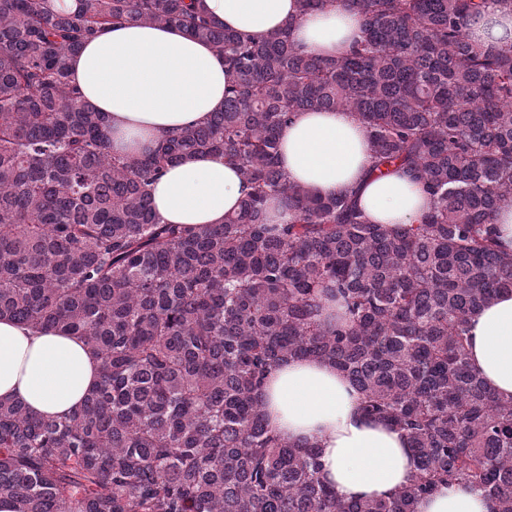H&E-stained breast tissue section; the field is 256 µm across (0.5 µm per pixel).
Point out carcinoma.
Segmentation results:
<instances>
[{
	"label": "carcinoma",
	"mask_w": 512,
	"mask_h": 512,
	"mask_svg": "<svg viewBox=\"0 0 512 512\" xmlns=\"http://www.w3.org/2000/svg\"><path fill=\"white\" fill-rule=\"evenodd\" d=\"M0 0V319L80 336L99 382L69 417L0 401V499L17 512H416L464 481L512 512V399L468 361L470 317L512 290L492 217L512 201V38L469 26L488 0H301L363 15L351 53L246 39L197 0ZM179 27L224 56V109L148 155L112 154L69 57L116 25ZM353 112L370 173L403 168L435 200L370 224L356 196L292 184L279 135L296 112ZM219 153L250 195L222 224H162L149 185ZM278 198L292 219L272 224ZM336 317L324 316V300ZM326 362L417 457L387 499L340 502L316 448L269 428L268 373Z\"/></svg>",
	"instance_id": "obj_1"
}]
</instances>
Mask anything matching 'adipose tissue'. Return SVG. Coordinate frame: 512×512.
I'll list each match as a JSON object with an SVG mask.
<instances>
[{
  "instance_id": "1",
  "label": "adipose tissue",
  "mask_w": 512,
  "mask_h": 512,
  "mask_svg": "<svg viewBox=\"0 0 512 512\" xmlns=\"http://www.w3.org/2000/svg\"><path fill=\"white\" fill-rule=\"evenodd\" d=\"M216 22L251 38L285 27L294 43L326 58L350 53L361 35L359 13L341 7L305 14L300 0H199ZM71 81L108 120L112 151L137 159L166 133L205 121L224 107L229 76L205 42L159 25H123L86 40L70 60ZM289 180L328 196L360 189L374 224H413L432 198L411 176H370L366 133L349 111L299 112L280 137ZM250 187L218 155L184 158L151 185L165 224H220ZM469 361L499 398H512V291L472 315ZM97 380V360L84 341L56 329L0 320V399L51 416L76 411ZM273 432L319 451L321 475L341 502L379 499L410 483L416 460L406 436L366 416L355 386L325 362L280 363L260 390ZM417 512H490L482 492L465 483L440 487Z\"/></svg>"
}]
</instances>
